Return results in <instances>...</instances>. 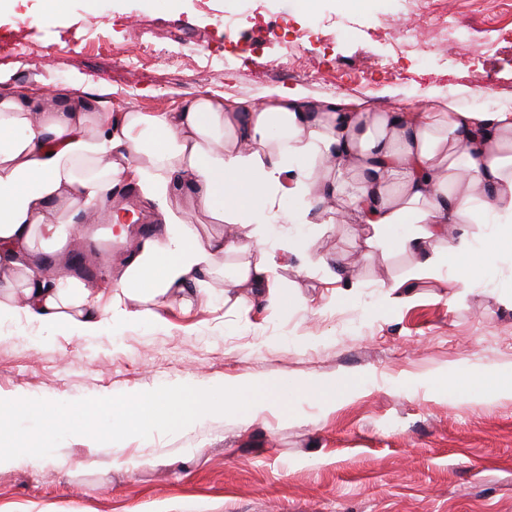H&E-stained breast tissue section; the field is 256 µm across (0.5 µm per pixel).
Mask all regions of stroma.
<instances>
[{
	"instance_id": "1",
	"label": "stroma",
	"mask_w": 512,
	"mask_h": 512,
	"mask_svg": "<svg viewBox=\"0 0 512 512\" xmlns=\"http://www.w3.org/2000/svg\"><path fill=\"white\" fill-rule=\"evenodd\" d=\"M43 7L0 10V40L30 47L0 59V86L51 90L78 76L92 112H177L202 95L252 105L277 88L378 111L450 98L464 109L512 108V0H315L310 11L305 0H265L258 23L241 18L240 0H62L50 26L36 19ZM441 10L454 43L373 35L425 27ZM288 24L307 25L308 37L292 44ZM146 33L152 59L113 68L105 44L133 51ZM115 222L125 240L106 238ZM159 222L158 204L122 185L100 220L53 255L52 270L74 278L77 257L96 274L86 287H112L141 225ZM456 233L476 253L449 258L441 276L386 310L384 287L414 256H364L361 225L319 216L273 226V238H297L319 261L307 273L293 256L278 268L294 300L285 310L264 299L233 305L217 274L204 292L171 296L154 318L117 332L105 323L78 338L64 325L0 321V394L75 401L243 375L291 386L250 424L217 417L120 448L69 437L52 456L19 457L0 470V512H512V397L495 392L512 373V244L487 266L479 248L494 229ZM345 270L359 283L349 297L327 283ZM318 377L353 388L323 403L305 390ZM118 458L141 464L127 471Z\"/></svg>"
}]
</instances>
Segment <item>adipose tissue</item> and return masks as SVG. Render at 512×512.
<instances>
[{
  "mask_svg": "<svg viewBox=\"0 0 512 512\" xmlns=\"http://www.w3.org/2000/svg\"><path fill=\"white\" fill-rule=\"evenodd\" d=\"M58 105L46 110L47 97ZM135 180L142 194L166 198L187 186L232 235L202 240L186 213L165 208L164 239H145L110 293L50 277L38 251L68 244L74 217L100 213ZM299 200L280 210L284 195ZM364 224L366 247L390 242L401 224L414 231L402 251L411 272L388 286L406 298L417 281L470 253L453 224L493 222L512 241V109L442 107L377 112L342 96L309 100L281 88L259 105L199 97L178 112H89L69 88L0 93V317L96 333L149 318L172 292L242 255L230 287L258 296L278 265L261 249L273 221L308 223L326 199Z\"/></svg>",
  "mask_w": 512,
  "mask_h": 512,
  "instance_id": "1",
  "label": "adipose tissue"
}]
</instances>
